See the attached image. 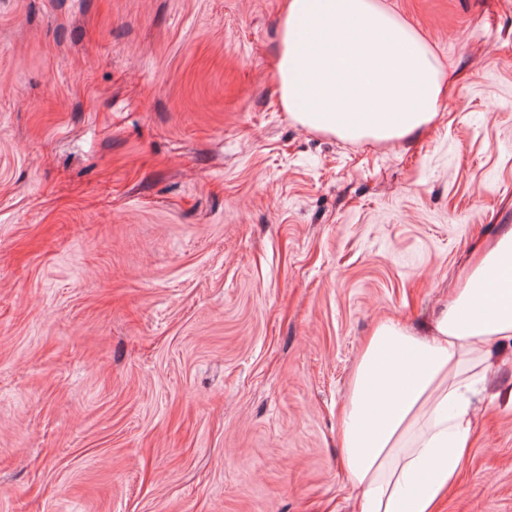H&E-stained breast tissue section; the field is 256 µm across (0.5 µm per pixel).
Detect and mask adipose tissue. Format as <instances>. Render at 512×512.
<instances>
[{"mask_svg": "<svg viewBox=\"0 0 512 512\" xmlns=\"http://www.w3.org/2000/svg\"><path fill=\"white\" fill-rule=\"evenodd\" d=\"M276 76L290 118L345 140L390 141L433 121L445 72L379 0H288ZM512 340V227L424 333L381 323L342 408L359 512H435L465 465L488 337Z\"/></svg>", "mask_w": 512, "mask_h": 512, "instance_id": "1", "label": "adipose tissue"}]
</instances>
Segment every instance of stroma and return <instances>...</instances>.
<instances>
[{
	"mask_svg": "<svg viewBox=\"0 0 512 512\" xmlns=\"http://www.w3.org/2000/svg\"><path fill=\"white\" fill-rule=\"evenodd\" d=\"M446 70L389 142L296 124L285 0H0V512H355L362 345L512 226V0H384ZM439 512H512L489 338Z\"/></svg>",
	"mask_w": 512,
	"mask_h": 512,
	"instance_id": "1",
	"label": "stroma"
}]
</instances>
